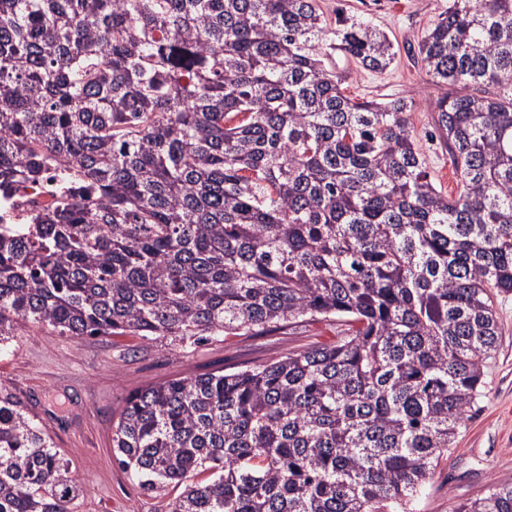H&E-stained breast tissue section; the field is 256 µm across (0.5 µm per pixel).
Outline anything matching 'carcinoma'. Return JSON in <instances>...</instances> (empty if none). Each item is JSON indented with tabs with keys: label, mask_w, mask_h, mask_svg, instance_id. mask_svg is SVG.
Listing matches in <instances>:
<instances>
[{
	"label": "carcinoma",
	"mask_w": 512,
	"mask_h": 512,
	"mask_svg": "<svg viewBox=\"0 0 512 512\" xmlns=\"http://www.w3.org/2000/svg\"><path fill=\"white\" fill-rule=\"evenodd\" d=\"M395 58L317 0H0V187L72 161L0 224V350L62 336L336 340L126 399L112 453L170 512H419L480 396L512 294V0H449L417 43L458 191L405 97L355 100L336 54ZM79 481L0 392V512H77ZM450 512H512L492 485ZM59 201L57 172L48 170L39 182H20L0 196V222L2 224H28L44 210Z\"/></svg>",
	"instance_id": "1"
}]
</instances>
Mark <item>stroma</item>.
Wrapping results in <instances>:
<instances>
[{
	"label": "stroma",
	"mask_w": 512,
	"mask_h": 512,
	"mask_svg": "<svg viewBox=\"0 0 512 512\" xmlns=\"http://www.w3.org/2000/svg\"><path fill=\"white\" fill-rule=\"evenodd\" d=\"M326 19L359 16L386 33L397 51L384 72L337 57L347 95L367 100L411 97L421 157L436 184L456 191L447 149L432 137L427 101L436 93L410 49L448 10V0H319ZM497 348L483 367L481 396L447 455L438 462L421 512L481 496L491 484L512 485V294L498 297ZM327 322L299 323L265 336H213L196 341L131 336H62L28 325L0 352V390L13 394L80 479L79 512H168L178 495L168 487L143 493L112 454V423L132 392L188 373L252 365L333 340Z\"/></svg>",
	"instance_id": "35a3bbf8"
}]
</instances>
